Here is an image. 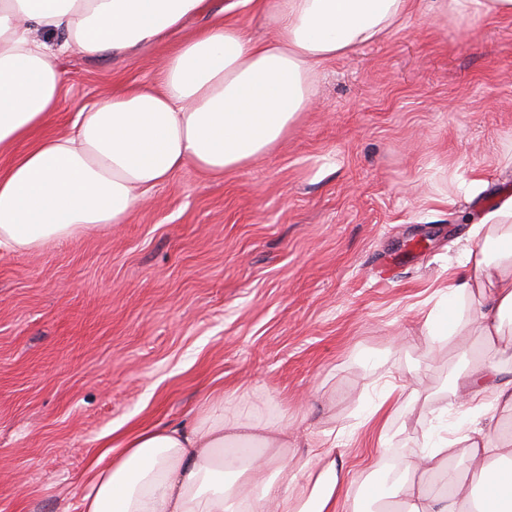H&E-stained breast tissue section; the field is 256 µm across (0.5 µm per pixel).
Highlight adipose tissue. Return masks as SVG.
<instances>
[{"label": "adipose tissue", "mask_w": 512, "mask_h": 512, "mask_svg": "<svg viewBox=\"0 0 512 512\" xmlns=\"http://www.w3.org/2000/svg\"><path fill=\"white\" fill-rule=\"evenodd\" d=\"M205 0H0V249L27 251L92 228L124 223L185 165L220 178L269 155L315 103L318 70L383 38L419 14L512 16V0H260L271 29L252 40L233 22L211 24L166 56L158 82L82 104L69 128L45 134L57 112V58L125 56L160 43L199 14ZM449 278L444 308L427 335H456L457 302L474 299L466 323L482 339L458 374L451 404L458 434H430L381 473L374 512H512V436L489 404L512 413V198L473 227ZM287 418L263 422L224 413L210 395L190 423L158 425L102 449L79 512H336L349 472L333 452L309 468L287 453ZM272 468L261 497L246 485Z\"/></svg>", "instance_id": "adipose-tissue-1"}]
</instances>
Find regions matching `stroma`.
Segmentation results:
<instances>
[{"label":"stroma","mask_w":512,"mask_h":512,"mask_svg":"<svg viewBox=\"0 0 512 512\" xmlns=\"http://www.w3.org/2000/svg\"><path fill=\"white\" fill-rule=\"evenodd\" d=\"M262 38L244 0H207L181 33L132 56H61L50 132L86 101L154 83L179 37L220 18ZM480 173L469 197L460 182ZM512 197V17L413 21L324 64L315 107L276 150L218 179L185 167L125 223L0 250V512H77L106 442L190 422L213 391L334 445L357 512L372 445L360 421L386 382L381 467L454 430L448 390L474 331L422 339L426 300L471 229ZM410 432H403V425ZM404 391V385L390 382L389 387L382 395L381 402L374 407L370 415L367 417V421L371 423V429L378 431L379 433L378 442L381 447H385V439L387 435L385 429L389 419L388 413Z\"/></svg>","instance_id":"35a3bbf8"}]
</instances>
